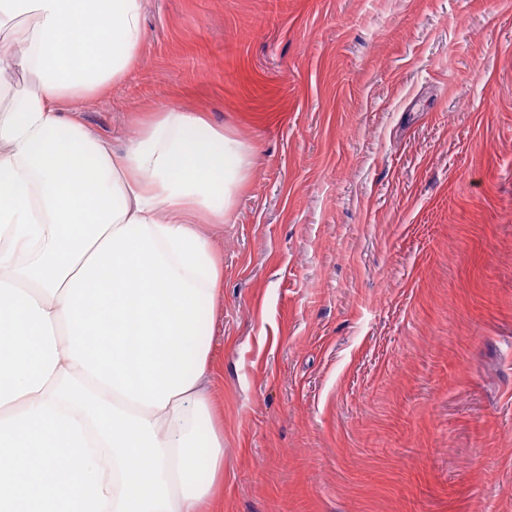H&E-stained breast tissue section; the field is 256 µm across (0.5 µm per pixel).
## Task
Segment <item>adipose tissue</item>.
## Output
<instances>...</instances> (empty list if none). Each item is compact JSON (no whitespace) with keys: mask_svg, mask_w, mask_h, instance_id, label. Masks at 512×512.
I'll list each match as a JSON object with an SVG mask.
<instances>
[{"mask_svg":"<svg viewBox=\"0 0 512 512\" xmlns=\"http://www.w3.org/2000/svg\"><path fill=\"white\" fill-rule=\"evenodd\" d=\"M141 0H0V512H204L224 261L248 144L164 107L123 152L73 105L123 79Z\"/></svg>","mask_w":512,"mask_h":512,"instance_id":"adipose-tissue-1","label":"adipose tissue"}]
</instances>
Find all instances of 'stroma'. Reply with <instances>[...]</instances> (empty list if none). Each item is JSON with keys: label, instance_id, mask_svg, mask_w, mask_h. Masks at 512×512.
Returning a JSON list of instances; mask_svg holds the SVG:
<instances>
[{"label": "stroma", "instance_id": "35a3bbf8", "mask_svg": "<svg viewBox=\"0 0 512 512\" xmlns=\"http://www.w3.org/2000/svg\"><path fill=\"white\" fill-rule=\"evenodd\" d=\"M77 107L252 148L223 223L219 512H512V0H142Z\"/></svg>", "mask_w": 512, "mask_h": 512}]
</instances>
